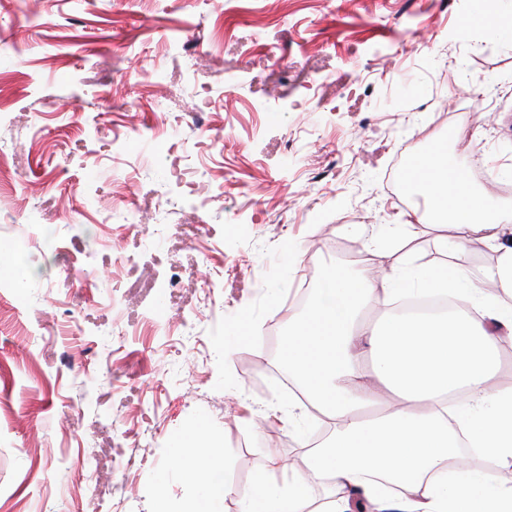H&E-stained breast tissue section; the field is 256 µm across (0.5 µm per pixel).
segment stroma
Segmentation results:
<instances>
[{
    "instance_id": "1",
    "label": "stroma",
    "mask_w": 512,
    "mask_h": 512,
    "mask_svg": "<svg viewBox=\"0 0 512 512\" xmlns=\"http://www.w3.org/2000/svg\"><path fill=\"white\" fill-rule=\"evenodd\" d=\"M473 7L0 0V512L195 495L166 465L201 419L240 488L303 470L317 421L281 423L264 368L303 284L391 268L432 137L512 201V47ZM241 318L260 341L225 353Z\"/></svg>"
}]
</instances>
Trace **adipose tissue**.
Wrapping results in <instances>:
<instances>
[{"label":"adipose tissue","mask_w":512,"mask_h":512,"mask_svg":"<svg viewBox=\"0 0 512 512\" xmlns=\"http://www.w3.org/2000/svg\"><path fill=\"white\" fill-rule=\"evenodd\" d=\"M411 192L425 200L401 223L387 225L395 254L389 273L375 277L331 271L317 283L308 310L284 320L281 363L309 405L332 424L330 434L307 450L302 476L276 483L284 469L269 456L253 486L238 492L225 479L223 445L197 423L179 434L173 466L198 490L181 512H224V501L241 494V512H350L358 496L367 512H512V482L499 468L512 466V387L497 383L502 341H512V203L476 190L440 139L415 156ZM456 227L436 245L445 263L414 269L413 227ZM477 242L494 255L475 263ZM453 298L463 315H382L365 323L362 311L377 295ZM385 387L397 404L371 419L357 411L377 403ZM464 448L489 460L475 472ZM335 491L311 507L310 487Z\"/></svg>","instance_id":"1"}]
</instances>
